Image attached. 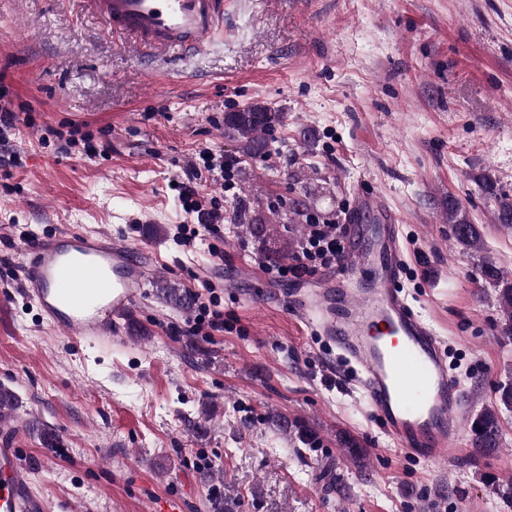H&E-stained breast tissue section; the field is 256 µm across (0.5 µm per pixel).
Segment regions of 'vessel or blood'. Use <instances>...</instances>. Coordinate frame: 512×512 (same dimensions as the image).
Masks as SVG:
<instances>
[{
  "label": "vessel or blood",
  "mask_w": 512,
  "mask_h": 512,
  "mask_svg": "<svg viewBox=\"0 0 512 512\" xmlns=\"http://www.w3.org/2000/svg\"><path fill=\"white\" fill-rule=\"evenodd\" d=\"M91 12L125 48L145 57L202 53L224 30V0H88ZM372 228L350 227L340 276L292 309L356 366L355 382L386 435L404 453L441 458L462 437L463 391L448 371L436 331L400 287L406 263L400 225L377 208ZM143 267L100 233L36 236L23 289L48 324L77 340H111L112 322L137 298ZM21 449L0 445V512H44L21 465Z\"/></svg>",
  "instance_id": "vessel-or-blood-1"
}]
</instances>
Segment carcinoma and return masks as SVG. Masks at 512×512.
Masks as SVG:
<instances>
[{"label": "carcinoma", "instance_id": "cac0c4a2", "mask_svg": "<svg viewBox=\"0 0 512 512\" xmlns=\"http://www.w3.org/2000/svg\"><path fill=\"white\" fill-rule=\"evenodd\" d=\"M283 113L271 112L260 104L224 113V136L236 142L240 163L263 158L269 155L270 138L275 125L282 122ZM480 185L485 195L496 201L498 223L512 227V200L499 195L497 182L488 175L481 176ZM229 221L232 224H255L251 216L250 203L239 198L231 204ZM448 223L453 226L457 244L479 252L484 242L480 227L466 216L461 204L453 196H448ZM484 283L495 288L499 306L503 312L500 335L512 338V281L505 279L501 271L492 264L479 268ZM162 296L172 306L183 311L190 310V302L183 289L167 285L162 288ZM17 406V396L8 388L0 387V418L10 415ZM501 418L496 409L483 411L472 425L473 445L480 453H488L499 447Z\"/></svg>", "mask_w": 512, "mask_h": 512}]
</instances>
